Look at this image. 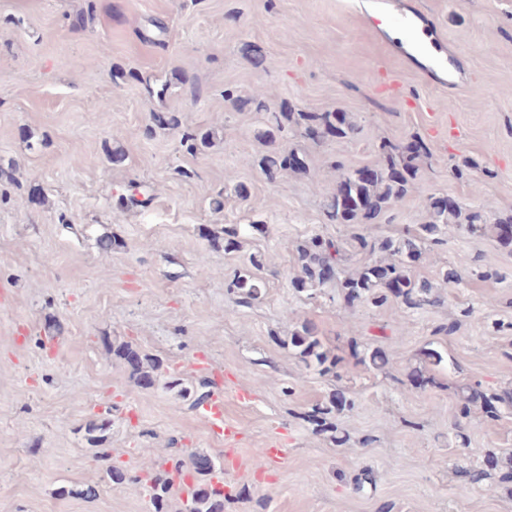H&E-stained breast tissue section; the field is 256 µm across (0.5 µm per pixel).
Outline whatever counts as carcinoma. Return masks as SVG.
<instances>
[{"instance_id":"obj_1","label":"carcinoma","mask_w":512,"mask_h":512,"mask_svg":"<svg viewBox=\"0 0 512 512\" xmlns=\"http://www.w3.org/2000/svg\"><path fill=\"white\" fill-rule=\"evenodd\" d=\"M233 104L240 110L247 107L264 113L265 130L258 137L266 145L275 143L277 137L290 135L318 143L320 140L352 138L358 132L354 117L346 112H295L284 104L279 111H272L256 95L233 98ZM213 133L187 134L182 145L190 153H196L212 143ZM381 164L375 168L363 167L346 169L341 162L334 167L340 171L336 190L323 201V212L331 224H349L352 233L349 238L331 239L313 235L296 247L297 275L292 280L294 290L314 300L322 288L336 283L341 290L344 307L368 306L375 309L384 307L391 298H396L405 308L413 311L425 310L443 303L439 294L441 285L455 288L461 285L466 275L455 268L439 272V282L418 277L413 268L423 252L432 245L443 243L444 231L450 224H459L471 234L481 233L491 223L500 245L512 251V215L490 218L484 211L464 210L457 204L442 207L434 201L426 205L427 220L396 236L371 238L361 231L363 224L374 223L390 206L402 199L408 192L419 190L420 160L427 154L426 146L419 140L408 146L382 140L378 146ZM259 168L265 176L274 181L283 173L306 174L309 172L307 155L295 150L284 152L274 148L261 155ZM262 223L226 224L221 228L224 252L239 250L241 239L246 235L261 234ZM361 256L360 264L352 271L344 269L350 256ZM230 294L240 307H250L265 291L264 281L249 273H235L227 283ZM290 344L299 352L301 360L308 366L315 365L323 375H332L340 382L343 375L337 371L336 362L330 360L322 350L314 325L305 322L290 337ZM112 353L124 361L137 378L139 384L152 386L161 364L158 360L141 354L129 344L118 345ZM360 362L375 370L385 371L390 358L381 350L367 351ZM473 398L483 404L486 415L498 417V405L512 407V392L474 393ZM355 400L337 388L328 401L319 404L307 415L308 420L318 429L331 428L330 418L338 412L351 411ZM193 469L200 482L181 505V512H224L225 495L217 491L212 483L218 465L207 455L190 454ZM500 460L487 457L485 467L472 466L461 471L471 484L480 483L486 476V468H499ZM184 475L182 459L172 460L169 471L151 477L149 486L152 512H168L170 490L175 477Z\"/></svg>"}]
</instances>
